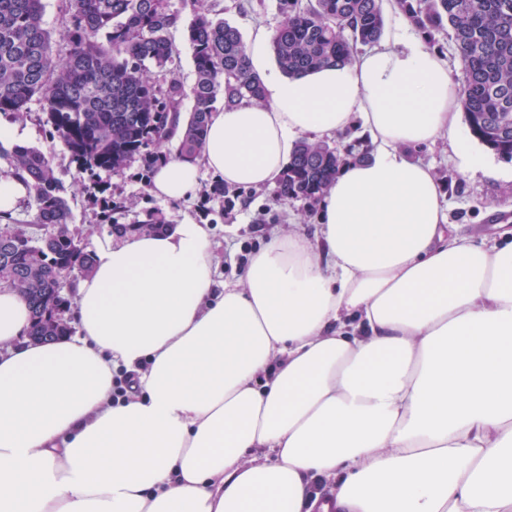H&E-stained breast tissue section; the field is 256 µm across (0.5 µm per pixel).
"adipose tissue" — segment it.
Segmentation results:
<instances>
[{"label":"adipose tissue","instance_id":"ef3b65f1","mask_svg":"<svg viewBox=\"0 0 512 512\" xmlns=\"http://www.w3.org/2000/svg\"><path fill=\"white\" fill-rule=\"evenodd\" d=\"M267 72L265 100L213 112L201 159L161 162L179 202L208 169L271 185L306 133L361 120L321 242L273 228L243 281L216 288L211 227L184 219L105 241L74 299L76 336L28 340L0 289V512H512V237L448 224L406 148L459 127L456 72L404 35L342 67ZM139 389L112 400V368ZM339 140L343 147L348 145H355L353 152L356 153L358 150L366 149L353 157L359 160H365L369 156L368 146L369 142V133L366 129L361 125L360 121L355 122V126L345 135H339L334 137H325L323 140Z\"/></svg>","mask_w":512,"mask_h":512}]
</instances>
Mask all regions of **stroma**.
I'll use <instances>...</instances> for the list:
<instances>
[{
    "mask_svg": "<svg viewBox=\"0 0 512 512\" xmlns=\"http://www.w3.org/2000/svg\"><path fill=\"white\" fill-rule=\"evenodd\" d=\"M180 16V27L171 31L180 51L176 70L184 86L195 79L192 49L184 39L183 26L194 16L198 7L237 26L243 37L253 30H274L281 20L278 0H255L252 7L239 9L235 0H169ZM39 101H31L27 116L19 126L25 130V143L38 147L51 160L63 182L71 209L69 228L85 250L95 252L99 243L110 236V224H129L143 218L146 212H158L166 223H179L190 216L210 224L213 241V264L217 283L240 281L245 268L239 256L262 248L266 243L267 227L289 222L298 225L309 239H316L319 229L318 201H280L275 186L261 190L232 187L227 201L209 197L214 182L211 173H203L200 189L193 198L169 203L157 199L150 183L141 179L142 161L132 159L122 168L94 177L80 170L65 143L53 135ZM410 159L433 167L443 185V206L449 223L463 226L478 237L490 239L512 230V164L492 160L488 169L463 174L447 140H440L406 151ZM110 210V222H103V210Z\"/></svg>",
    "mask_w": 512,
    "mask_h": 512,
    "instance_id": "obj_1",
    "label": "stroma"
}]
</instances>
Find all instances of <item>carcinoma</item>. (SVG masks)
I'll return each mask as SVG.
<instances>
[{
    "label": "carcinoma",
    "instance_id": "cac0c4a2",
    "mask_svg": "<svg viewBox=\"0 0 512 512\" xmlns=\"http://www.w3.org/2000/svg\"><path fill=\"white\" fill-rule=\"evenodd\" d=\"M71 26L63 58L52 54L42 25V0H0V115L26 112L36 99L46 122L84 172L97 175L138 156L149 170L162 145L182 127L175 157H198L213 104L260 103L264 84L253 70L240 30L199 9L187 26L195 81L187 89L173 74L179 51L171 38L178 15L169 0H65ZM282 21L271 50L280 70L295 75L348 64L358 47L383 35L381 0H279ZM400 13L429 38L452 30L462 73V102L471 134L500 160L512 163V0H396ZM193 102L182 117L184 100ZM27 177L35 213L45 230L33 237L16 222L0 224V285L14 290L31 313L29 335L57 340L72 332L45 314L68 305L60 279L89 274L93 254L68 228L66 189L38 148L15 143L0 157ZM344 155L325 141L303 139L277 181V196L315 200L332 183ZM147 219L120 231H161Z\"/></svg>",
    "mask_w": 512,
    "mask_h": 512
}]
</instances>
